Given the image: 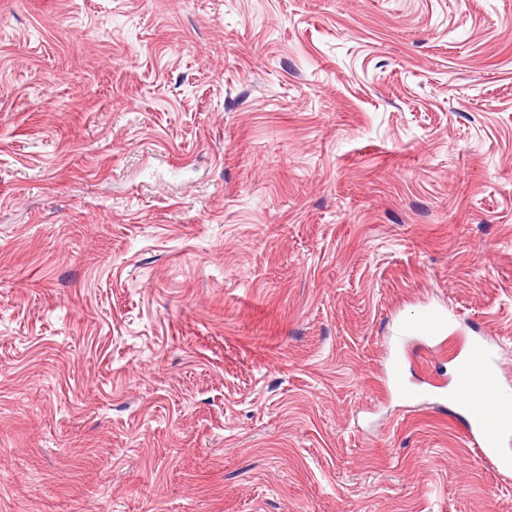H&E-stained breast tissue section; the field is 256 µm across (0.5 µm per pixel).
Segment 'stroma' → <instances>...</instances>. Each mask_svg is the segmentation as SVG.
<instances>
[{
  "label": "stroma",
  "instance_id": "stroma-1",
  "mask_svg": "<svg viewBox=\"0 0 512 512\" xmlns=\"http://www.w3.org/2000/svg\"><path fill=\"white\" fill-rule=\"evenodd\" d=\"M425 301L512 387V0H0V512H512ZM456 322L453 312L429 302L401 320L397 336L388 349L387 382L395 392L412 401L436 404L440 408L454 401L462 403L469 417L466 431L481 461L501 476L511 475L512 390L501 382L498 343L494 339L468 341L464 352L457 354L448 383L412 387L404 381L407 342L419 338L441 348L448 341V332L456 328Z\"/></svg>",
  "mask_w": 512,
  "mask_h": 512
}]
</instances>
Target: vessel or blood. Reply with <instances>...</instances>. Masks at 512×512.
I'll use <instances>...</instances> for the list:
<instances>
[{"mask_svg": "<svg viewBox=\"0 0 512 512\" xmlns=\"http://www.w3.org/2000/svg\"><path fill=\"white\" fill-rule=\"evenodd\" d=\"M447 308L423 303L401 320L388 350V384L400 395L423 404L445 407L462 403L468 412L466 431L481 461L499 475L512 473V388L504 386L498 365V344L484 337L468 341L456 357L448 383L411 386L404 380L403 357L408 341L419 338L440 348L456 327Z\"/></svg>", "mask_w": 512, "mask_h": 512, "instance_id": "vessel-or-blood-1", "label": "vessel or blood"}]
</instances>
